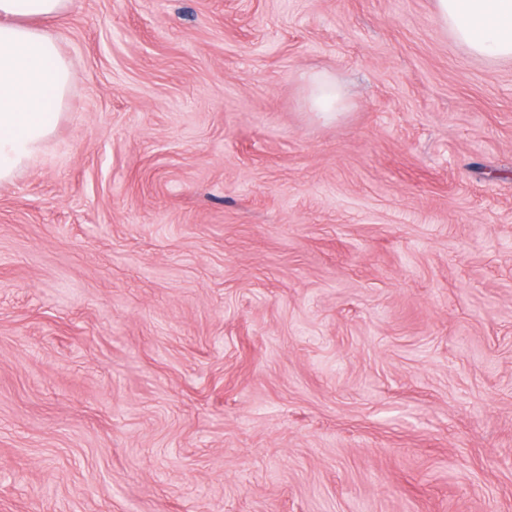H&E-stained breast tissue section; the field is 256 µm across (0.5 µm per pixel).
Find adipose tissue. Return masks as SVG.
Instances as JSON below:
<instances>
[{
    "label": "adipose tissue",
    "mask_w": 512,
    "mask_h": 512,
    "mask_svg": "<svg viewBox=\"0 0 512 512\" xmlns=\"http://www.w3.org/2000/svg\"><path fill=\"white\" fill-rule=\"evenodd\" d=\"M72 0H0V183L39 150L64 108L71 61L48 20ZM453 37L487 60L512 59V0H436Z\"/></svg>",
    "instance_id": "obj_1"
}]
</instances>
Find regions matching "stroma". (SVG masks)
Here are the masks:
<instances>
[{"label":"stroma","mask_w":512,"mask_h":512,"mask_svg":"<svg viewBox=\"0 0 512 512\" xmlns=\"http://www.w3.org/2000/svg\"><path fill=\"white\" fill-rule=\"evenodd\" d=\"M55 31L67 105L0 183V512H512V61L436 0ZM309 104L313 111L324 119H334L343 103V93L336 85L325 78L316 79L310 86Z\"/></svg>","instance_id":"1"}]
</instances>
